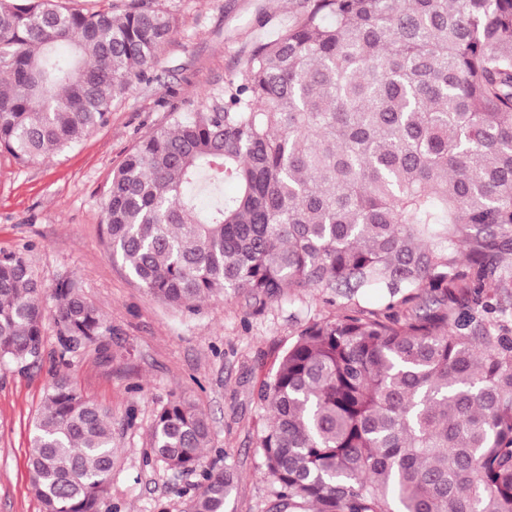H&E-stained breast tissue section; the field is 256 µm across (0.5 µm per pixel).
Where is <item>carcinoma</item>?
I'll list each match as a JSON object with an SVG mask.
<instances>
[{
  "instance_id": "obj_1",
  "label": "carcinoma",
  "mask_w": 512,
  "mask_h": 512,
  "mask_svg": "<svg viewBox=\"0 0 512 512\" xmlns=\"http://www.w3.org/2000/svg\"><path fill=\"white\" fill-rule=\"evenodd\" d=\"M155 0L83 12L0 0V151L57 156L171 42ZM236 185L231 196L224 184ZM112 258L152 298L341 300L261 392L260 440L292 512H512V0H309L192 116L171 112L113 171ZM375 288L386 309L360 305ZM58 360L112 334L74 280L48 290L0 252V362ZM205 416L171 395L151 448L201 472L191 512H224ZM43 512H109L112 412L57 372L34 420Z\"/></svg>"
}]
</instances>
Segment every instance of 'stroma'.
Wrapping results in <instances>:
<instances>
[{
  "label": "stroma",
  "instance_id": "35a3bbf8",
  "mask_svg": "<svg viewBox=\"0 0 512 512\" xmlns=\"http://www.w3.org/2000/svg\"><path fill=\"white\" fill-rule=\"evenodd\" d=\"M174 21L146 81L114 100L108 123L50 159L17 165L0 152V251L23 252L45 287L80 282L112 326L107 349L89 345L66 369L88 398L112 411V512H188L196 472L169 469L150 453L151 431L170 394L184 396L210 425L205 464L234 473L225 512H272L278 488L260 439L271 418L262 386L307 325L335 319L320 291L263 306L228 294L195 311L154 300L107 249L102 221L112 173L136 142L187 112L232 78L258 41L287 24L305 0H156ZM40 360L0 364V512H42L31 490L33 420L57 369V328L43 327Z\"/></svg>",
  "mask_w": 512,
  "mask_h": 512
}]
</instances>
